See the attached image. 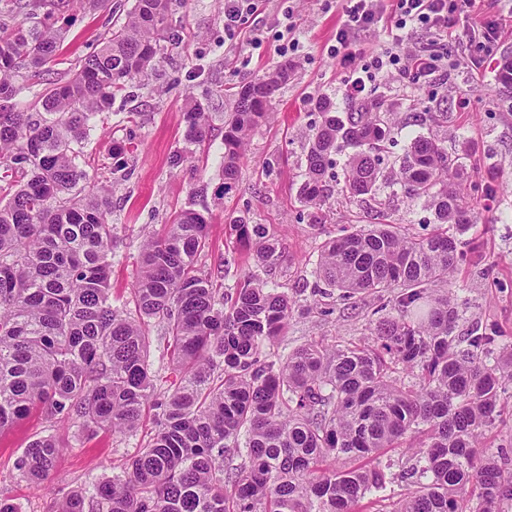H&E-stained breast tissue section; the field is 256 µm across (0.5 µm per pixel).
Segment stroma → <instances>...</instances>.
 I'll use <instances>...</instances> for the list:
<instances>
[{"mask_svg": "<svg viewBox=\"0 0 512 512\" xmlns=\"http://www.w3.org/2000/svg\"><path fill=\"white\" fill-rule=\"evenodd\" d=\"M132 2L107 0L91 13L66 9L73 23L52 76L63 74L92 51L113 20L124 18ZM255 7L241 35L228 42L224 0H179L157 74L149 76L133 97H117L84 143L80 164L89 180L116 185L111 215L121 237L111 273L116 306L131 300L143 234L163 231L169 216L188 206L207 218L212 240L198 265L223 277L228 288L242 276L246 253L245 248H232L226 237L225 222L230 217L267 225L280 240L286 260L270 280L291 291L310 279L325 232L337 234L378 223L383 212L410 235L434 221L424 202H409L394 186L359 202L332 195L319 213V223H310L299 201V188L311 128L319 119L314 102L330 96L340 113L348 105V73L327 52L342 8L339 0H294L290 5L285 0H256ZM288 10L293 13L294 40L283 55L279 47L285 28L280 19ZM484 16L503 17L507 23L481 67L470 65L456 51L447 72L415 85L394 74L372 84L371 91L384 97L390 109L389 161L400 160L416 136L433 133L449 154L466 153L461 189L474 181L485 182L486 192L472 201L477 222L467 234L466 255L452 280L459 298L467 303L468 324L499 326L512 339V88L498 84L495 70L502 55H512V0H485L482 12H461L455 26L460 44H468L472 27ZM257 32L262 35L258 43L253 40ZM284 62L291 66L292 76L276 92L269 121L251 132L237 181L225 187L224 116L232 108L233 95L247 81ZM190 103L200 104L210 121L205 140L194 148L201 159L194 171L170 165L171 156L184 146V112ZM136 111L142 113V120L127 122L126 113ZM121 157L127 159L131 174L117 183L112 169ZM197 187L203 193L196 197L192 191ZM231 249L239 259L227 267L223 258ZM379 304L373 295L363 296L354 307L331 298L317 307L299 302L280 349L288 352L313 338L328 344L366 341L367 319ZM156 422L155 410L149 409L136 433L112 435L67 422L50 423L40 410H33L0 430V500L19 512H51L59 488L94 491L103 480L122 475ZM47 434L58 437L65 449L53 474L42 483H28L19 477L15 461L33 439Z\"/></svg>", "mask_w": 512, "mask_h": 512, "instance_id": "stroma-1", "label": "stroma"}]
</instances>
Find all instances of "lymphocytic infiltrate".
Returning a JSON list of instances; mask_svg holds the SVG:
<instances>
[{"mask_svg": "<svg viewBox=\"0 0 512 512\" xmlns=\"http://www.w3.org/2000/svg\"><path fill=\"white\" fill-rule=\"evenodd\" d=\"M475 4L476 0H345L342 20L329 52L342 66H349L350 48L357 38L383 17H390L392 47L372 56L366 78L385 76L395 66L407 83L415 84L422 77L447 69L450 57L445 40L452 33L454 14L474 8ZM420 31L428 34V42L410 49L412 36Z\"/></svg>", "mask_w": 512, "mask_h": 512, "instance_id": "1", "label": "lymphocytic infiltrate"}]
</instances>
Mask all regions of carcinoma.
Segmentation results:
<instances>
[{
  "label": "carcinoma",
  "mask_w": 512,
  "mask_h": 512,
  "mask_svg": "<svg viewBox=\"0 0 512 512\" xmlns=\"http://www.w3.org/2000/svg\"><path fill=\"white\" fill-rule=\"evenodd\" d=\"M170 4L135 0L100 47L25 108L19 79L46 72L68 28L56 0H0V430L39 406L50 422L125 434L144 407L159 409V428L125 478L96 487L98 512H361L367 497L392 501L390 512H504L509 452L482 439L512 399V347L494 327L458 333L451 281L476 220L458 188L466 155L418 136L398 169L383 167V98L355 103L344 118L330 99L316 101L321 121L299 191L318 223L333 156L351 146L343 196L386 183L434 209L437 224L423 235L364 224L321 246L312 297L392 294L372 312V341L280 352L296 300L266 276L284 261L282 244L263 224L230 219L252 263L228 293L197 267L208 224L189 207L141 241L135 314L112 305V186L78 188L81 144L127 84L156 69ZM289 77L285 63L240 88L224 122V184L236 180L248 136ZM185 124L195 145L208 115L195 104ZM153 320L176 378L163 393L149 362ZM402 447L411 464L395 501L382 457ZM60 451L58 438L39 437L15 469L43 481ZM85 500L72 489L53 512H84Z\"/></svg>",
  "instance_id": "1"
}]
</instances>
